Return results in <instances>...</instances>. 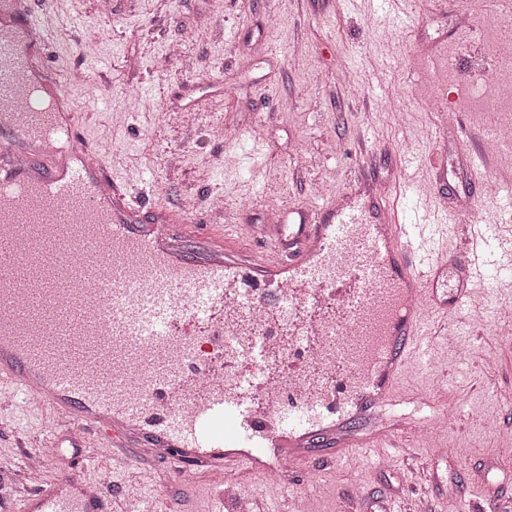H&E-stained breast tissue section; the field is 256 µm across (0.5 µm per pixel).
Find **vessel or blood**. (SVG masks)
Instances as JSON below:
<instances>
[{
    "mask_svg": "<svg viewBox=\"0 0 512 512\" xmlns=\"http://www.w3.org/2000/svg\"><path fill=\"white\" fill-rule=\"evenodd\" d=\"M27 0H0V392L38 404L58 426L39 449L129 448L163 462L153 485L194 481L222 512H295V498L257 476L328 474L350 449L393 458L416 420L398 383L434 361L455 316L481 306L491 272H512V241L493 223L464 224L462 249L418 184L406 186L415 221L400 223L379 190L342 196L296 224L265 225V245L233 254L220 224H176L141 212L104 160L76 155L82 116L46 112L30 75L48 45ZM479 201L499 161L483 132L463 130ZM71 206L64 236L52 227ZM462 287L439 296L448 267ZM231 421L230 431L221 423ZM111 486L71 469L0 512H126Z\"/></svg>",
    "mask_w": 512,
    "mask_h": 512,
    "instance_id": "b4317fda",
    "label": "vessel or blood"
}]
</instances>
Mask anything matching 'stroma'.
<instances>
[{"instance_id":"35a3bbf8","label":"stroma","mask_w":512,"mask_h":512,"mask_svg":"<svg viewBox=\"0 0 512 512\" xmlns=\"http://www.w3.org/2000/svg\"><path fill=\"white\" fill-rule=\"evenodd\" d=\"M54 34L51 72L89 70L71 96L88 142L134 203L189 213L196 224H264L269 202L301 209L349 191L361 156L381 187L411 178L430 186L449 218L476 196L459 132L440 130L416 79L425 50L453 51L449 109L485 127L512 112H484L476 83L512 88V60L491 30L512 31V11L471 0L468 22L440 0H416L413 21L369 10L364 0H31ZM246 141H225V125ZM418 159L404 164L406 151ZM448 175L427 172L437 151ZM483 295L497 311L462 312L458 343H440L434 366L407 372L404 398L428 411L450 405L463 420L404 436L406 459L337 465L320 487L288 484L306 512H339L344 494L366 492L372 508L425 492L431 512L469 499L479 482L512 496V352H500L497 316L512 313V290L490 279ZM496 356L494 385L472 384L484 356ZM464 456H456V449Z\"/></svg>"}]
</instances>
